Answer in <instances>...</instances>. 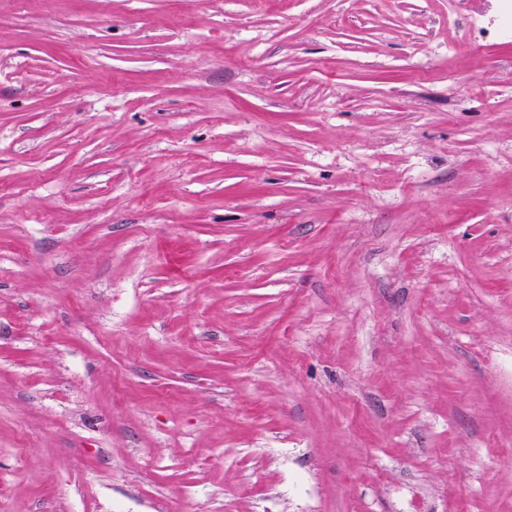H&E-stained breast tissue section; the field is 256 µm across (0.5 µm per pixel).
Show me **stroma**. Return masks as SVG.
Segmentation results:
<instances>
[{"label":"stroma","instance_id":"stroma-1","mask_svg":"<svg viewBox=\"0 0 512 512\" xmlns=\"http://www.w3.org/2000/svg\"><path fill=\"white\" fill-rule=\"evenodd\" d=\"M512 512L497 0H0V512Z\"/></svg>","mask_w":512,"mask_h":512}]
</instances>
